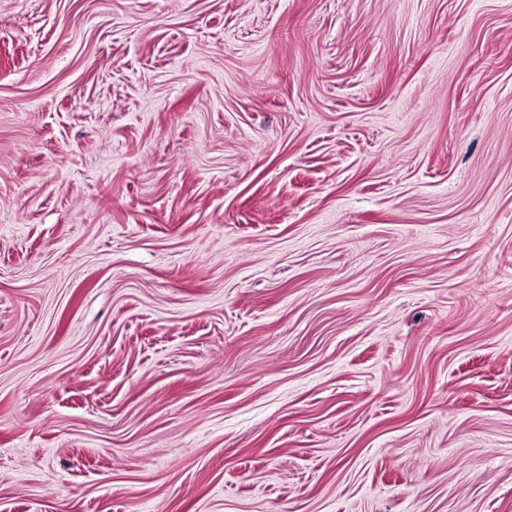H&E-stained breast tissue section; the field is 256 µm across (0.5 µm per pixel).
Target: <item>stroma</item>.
Instances as JSON below:
<instances>
[{"mask_svg":"<svg viewBox=\"0 0 512 512\" xmlns=\"http://www.w3.org/2000/svg\"><path fill=\"white\" fill-rule=\"evenodd\" d=\"M0 512H512V0H0Z\"/></svg>","mask_w":512,"mask_h":512,"instance_id":"1","label":"stroma"}]
</instances>
